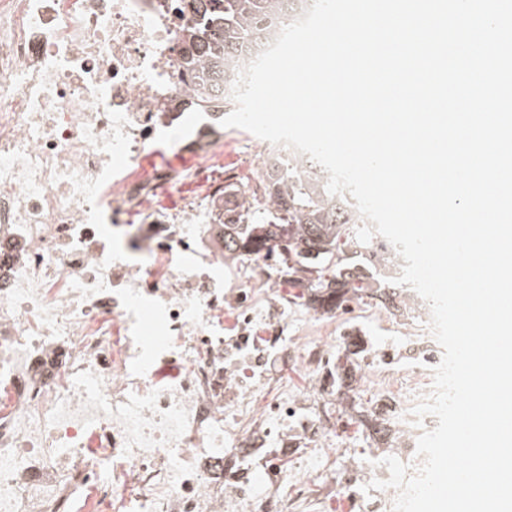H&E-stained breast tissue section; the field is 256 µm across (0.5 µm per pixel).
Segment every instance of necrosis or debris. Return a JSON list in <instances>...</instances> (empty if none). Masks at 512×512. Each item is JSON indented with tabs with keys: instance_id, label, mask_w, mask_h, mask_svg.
<instances>
[{
	"instance_id": "obj_1",
	"label": "necrosis or debris",
	"mask_w": 512,
	"mask_h": 512,
	"mask_svg": "<svg viewBox=\"0 0 512 512\" xmlns=\"http://www.w3.org/2000/svg\"><path fill=\"white\" fill-rule=\"evenodd\" d=\"M189 0H0V512H291L336 446V344L225 266L224 149ZM422 307L378 362L432 375ZM306 373L303 390L282 374ZM410 468L435 417L383 396Z\"/></svg>"
}]
</instances>
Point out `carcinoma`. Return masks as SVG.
Returning <instances> with one entry per match:
<instances>
[{"mask_svg": "<svg viewBox=\"0 0 512 512\" xmlns=\"http://www.w3.org/2000/svg\"><path fill=\"white\" fill-rule=\"evenodd\" d=\"M200 16L190 34L186 70L195 93L217 97L229 71L259 51L272 34L292 22L313 0H194ZM326 171L308 158L280 167L252 191L269 220L247 224L224 210V261L273 258L295 298L326 313L344 304L378 300L385 309L411 312L415 302L397 292L388 272L394 256L371 259L372 243H361L354 202L327 192Z\"/></svg>", "mask_w": 512, "mask_h": 512, "instance_id": "1", "label": "carcinoma"}]
</instances>
